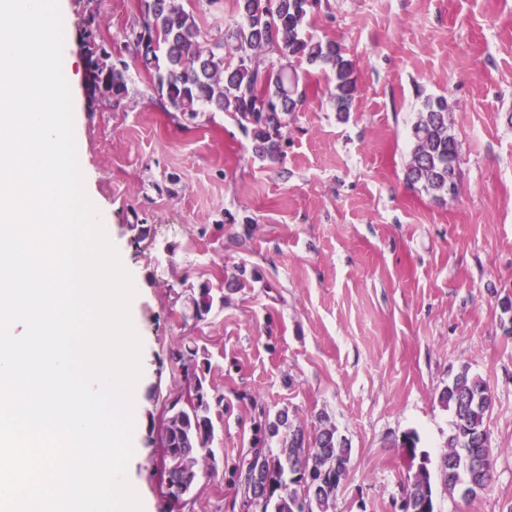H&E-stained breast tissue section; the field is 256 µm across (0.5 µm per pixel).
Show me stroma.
Returning a JSON list of instances; mask_svg holds the SVG:
<instances>
[{
  "label": "stroma",
  "instance_id": "35a3bbf8",
  "mask_svg": "<svg viewBox=\"0 0 512 512\" xmlns=\"http://www.w3.org/2000/svg\"><path fill=\"white\" fill-rule=\"evenodd\" d=\"M136 0H63V73L89 198L122 262L145 382L127 475L145 512H165L158 428L180 377L169 354L195 340L224 392L216 467L182 512H231L236 466L260 413L311 424L326 413L351 444L334 512H397L407 470L397 445L416 431L430 470L452 417L438 395L461 369L487 382L496 449L476 497L438 494L435 512L512 507V0H319L307 31L356 62V93L335 111L321 71L285 118L283 161L258 157L235 114L165 108L147 75L126 74L120 105L90 101L83 22L124 53ZM450 106L459 189L441 200L405 179L425 98ZM144 234H137L136 226ZM253 270L239 280L238 267ZM222 289L183 321L202 284Z\"/></svg>",
  "mask_w": 512,
  "mask_h": 512
}]
</instances>
